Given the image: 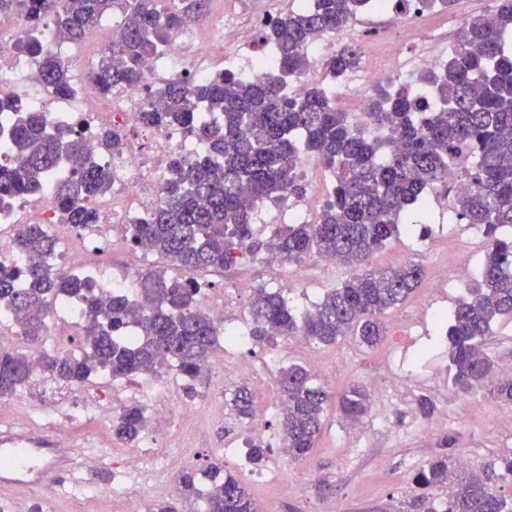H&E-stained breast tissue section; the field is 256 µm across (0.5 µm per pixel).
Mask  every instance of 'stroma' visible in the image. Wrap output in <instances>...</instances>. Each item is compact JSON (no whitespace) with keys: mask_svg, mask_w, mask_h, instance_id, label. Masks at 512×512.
Listing matches in <instances>:
<instances>
[{"mask_svg":"<svg viewBox=\"0 0 512 512\" xmlns=\"http://www.w3.org/2000/svg\"><path fill=\"white\" fill-rule=\"evenodd\" d=\"M293 7V0H213L212 4L214 12L225 13L241 32L242 38L233 48L237 54L246 52L247 34L259 33L262 17H276ZM441 229L454 248L484 258L485 240L479 230L452 219L440 228L426 219L420 233L399 234L376 253L373 266L388 268L413 260L433 269L437 258L427 249ZM95 262L129 280L170 267L167 259L156 254L147 260L136 257L128 241L120 239L102 247ZM288 273L293 282L286 286L265 266L262 254L247 251L224 271L201 273L197 279L202 292L211 297L231 295L245 317L255 288L283 289L289 305L304 311L345 280L349 270L342 265L326 267L311 256L289 266ZM465 295L464 285L453 280L436 293L429 283H422L386 316V336L374 349L351 338L331 346H297L282 338L249 342L243 359L252 372L244 383L270 407L267 431L260 438L251 436L248 421L226 413L224 375L220 372L207 371L192 381L166 374L168 390L160 395L144 391L136 377L122 382L95 377L77 390L44 375L36 377L27 389L0 399V429L52 442L64 437L71 447L95 449L106 463L84 468L77 478H63L51 490H0V502L11 512H121L130 505L147 512L159 497L156 484L175 493L180 472L166 471L165 462L169 454L177 453L182 458L180 471L197 472L212 461L223 462L262 512H326L330 506L337 512H395L401 501L415 493L414 474L436 453L437 441L447 434L456 438L453 460L511 497L512 480L500 478L499 459L512 454V430L500 425L504 416L512 414V405L483 390L465 396L454 389L443 332L426 316L427 306L449 312ZM275 351L282 357L273 365L269 357ZM313 358L333 365V373L324 380L332 393L361 383L374 394L373 407L354 425L336 408H328L310 457H283L278 449V377L282 368L293 363L305 366ZM422 396L434 404L433 413L426 417L418 411ZM137 403L144 405L151 421L153 463L140 475L131 476L122 465L131 446L113 437L112 421L126 406ZM256 444L268 450L260 464L251 460ZM78 478L84 485L101 489V496L73 495ZM115 485L123 489L117 501L104 495Z\"/></svg>","mask_w":512,"mask_h":512,"instance_id":"stroma-1","label":"stroma"}]
</instances>
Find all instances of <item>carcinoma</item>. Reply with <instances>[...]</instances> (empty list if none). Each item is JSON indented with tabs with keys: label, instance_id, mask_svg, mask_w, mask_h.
I'll return each mask as SVG.
<instances>
[{
	"label": "carcinoma",
	"instance_id": "obj_1",
	"mask_svg": "<svg viewBox=\"0 0 512 512\" xmlns=\"http://www.w3.org/2000/svg\"><path fill=\"white\" fill-rule=\"evenodd\" d=\"M210 0H0V17L21 14L30 44L54 21L75 43L90 25L110 13L124 20L121 37L112 42L92 81L112 94L145 86L144 61L167 50L185 17H202ZM489 14L465 21L457 46L441 67H424L409 82L377 84L368 101L365 123L348 122L334 101V90L309 86L302 96L288 92V80L307 67L306 50L318 37L341 33L375 0H304L284 17L265 22L260 40L278 51L275 74L252 80L232 70L207 79L190 75L172 79L147 93L139 122L146 129L183 130L204 143L191 159L175 157L163 186L161 203L133 225L130 243L147 245L187 271L222 269L237 262L246 248L265 249L287 264L311 255L331 256L352 269L321 302L303 314L288 307L283 290H255L250 304L251 336H302L333 345L353 335L373 348L385 336L381 317L404 303L425 277L424 266L411 261L397 268H368L375 252L406 230L410 210L422 211L427 193L448 183V169L466 156L472 166L462 172L469 190L452 201L459 223L479 229L487 252L469 297L440 316L449 321L448 360L451 382L469 395L488 386L497 399L512 403V376L503 377L484 353L499 317H512V0H495ZM361 52L340 44L324 61L334 80L358 69ZM36 77L60 98L73 92L66 64L41 57ZM390 129V141L366 136L365 129ZM91 130L75 124L56 128L45 113L31 110L16 94H0V142L10 152L0 165V209L15 200L54 186L57 222L85 228L99 220L93 202L112 189V169L87 158ZM96 139L116 150L125 140L119 127L101 128ZM315 160L332 176V189L312 224H285L267 240L251 245L252 215L247 200L276 201L306 193L299 162ZM23 256L19 265L0 263V311L20 316L19 334L37 344L57 307L82 305V330L75 349L44 351L32 359L19 349H0V398L28 386L33 365L73 389L94 375L112 381L142 375L155 381L170 370L196 378L224 336V327L197 313L200 283L167 276L165 270L141 275L136 290L142 300L131 315L123 292L109 303L99 299L101 285L90 275L53 263L56 238L43 224H25L13 239ZM280 432L289 454H312L323 428L331 395L312 382L299 365L281 369ZM242 419L254 412V396L241 386L231 393ZM371 397L360 385L338 399L341 416L360 421L370 412ZM146 422L145 408L127 406L112 422L113 436L133 442ZM444 437L440 451L421 466L413 481L421 488L451 484L448 500L426 502L418 496L402 512H512V499L478 475L452 477ZM180 499L200 506L198 512H260L235 475L214 461L180 477Z\"/></svg>",
	"mask_w": 512,
	"mask_h": 512
}]
</instances>
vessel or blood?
Masks as SVG:
<instances>
[{"mask_svg":"<svg viewBox=\"0 0 512 512\" xmlns=\"http://www.w3.org/2000/svg\"><path fill=\"white\" fill-rule=\"evenodd\" d=\"M0 455L8 459L7 465L0 467V487L4 489L56 485L78 463L74 453L55 449L49 441L16 433L0 435Z\"/></svg>","mask_w":512,"mask_h":512,"instance_id":"1","label":"vessel or blood"}]
</instances>
